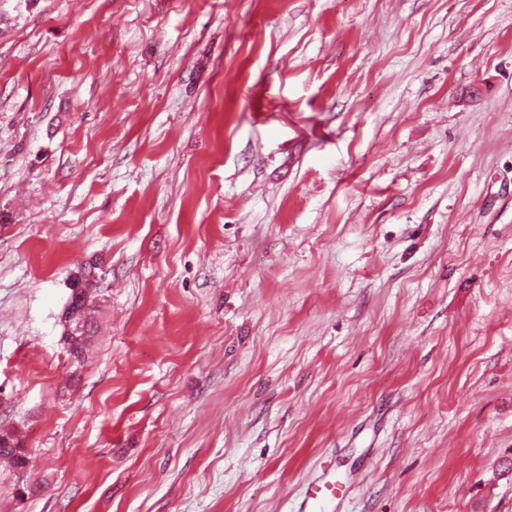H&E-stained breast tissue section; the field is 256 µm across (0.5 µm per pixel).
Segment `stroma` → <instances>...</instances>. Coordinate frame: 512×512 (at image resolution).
<instances>
[{
	"label": "stroma",
	"instance_id": "stroma-1",
	"mask_svg": "<svg viewBox=\"0 0 512 512\" xmlns=\"http://www.w3.org/2000/svg\"><path fill=\"white\" fill-rule=\"evenodd\" d=\"M1 428L0 512H512V0H0ZM84 279L72 280L71 285L73 288H80L83 285ZM94 281H85L83 288L78 292H73L69 296V300L64 307L60 322L63 326L62 339L67 345L70 355L76 360H82L93 340V325L92 318L90 317L91 305L89 298L94 292ZM92 303V302H91ZM81 324V329H78ZM6 436L10 441V446H2L0 442V459L6 460L16 471H24L27 467L28 459L26 448H23L22 441L15 432L8 431L0 433ZM343 486L345 487L344 483L336 477L335 479L329 476L322 478L318 483L308 487L302 502V510L317 512L316 510L321 509L326 502L336 500Z\"/></svg>",
	"mask_w": 512,
	"mask_h": 512
}]
</instances>
